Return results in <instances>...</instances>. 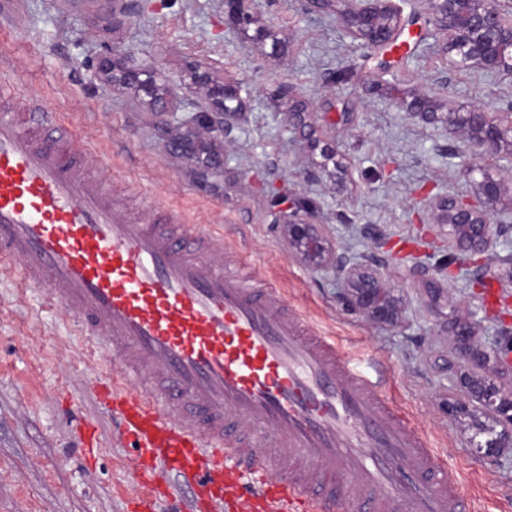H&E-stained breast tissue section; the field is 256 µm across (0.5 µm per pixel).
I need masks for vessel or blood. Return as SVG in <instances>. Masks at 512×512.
Segmentation results:
<instances>
[{"label":"vessel or blood","mask_w":512,"mask_h":512,"mask_svg":"<svg viewBox=\"0 0 512 512\" xmlns=\"http://www.w3.org/2000/svg\"><path fill=\"white\" fill-rule=\"evenodd\" d=\"M0 260L43 288L82 340L112 351L102 385L113 428L134 448L130 512L171 498L195 512H461L451 472L413 417L351 371L334 337L258 298L210 252L180 246L114 208L74 170L58 115L0 80ZM244 423L233 441L224 424Z\"/></svg>","instance_id":"obj_1"}]
</instances>
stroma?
I'll use <instances>...</instances> for the list:
<instances>
[{
  "mask_svg": "<svg viewBox=\"0 0 512 512\" xmlns=\"http://www.w3.org/2000/svg\"><path fill=\"white\" fill-rule=\"evenodd\" d=\"M395 3L425 37L390 55L382 72L377 51L343 30L349 0L328 9L263 0L245 5L249 17L238 26L224 0H140L113 29L95 6L75 0H0V78L59 113L63 130L91 149L84 173L102 176L133 218L221 251L226 270L259 290L272 285L289 314L335 337L363 377L382 380V393L413 415L455 470L466 512H512V465L470 447L466 425L440 406L434 366L447 348L444 325L467 317L495 330L507 300L496 287L485 302L460 276L433 304L424 280L411 277V256L434 266L455 253L435 226L434 204L461 188L445 151L464 146L405 117L422 97L440 112L471 104L503 112L512 86L449 68L429 0ZM115 45L153 61L156 92L194 84L203 70L233 85L244 121L223 140L181 149L183 127L158 124L144 81L93 80ZM295 111L304 133L288 130ZM212 154L224 159L216 174L207 171ZM310 171L318 183H304ZM144 187L158 197L155 209ZM299 197L308 204L303 219L349 252L371 249L365 224L391 241L387 275L410 301L400 323L375 324L344 307L334 277L289 255L285 203ZM114 366L110 354L80 343L42 289L22 283L17 264H0V512H127L136 454L114 441L112 419L92 393ZM84 421L98 442L86 457L76 449Z\"/></svg>",
  "mask_w": 512,
  "mask_h": 512,
  "instance_id": "stroma-1",
  "label": "stroma"
}]
</instances>
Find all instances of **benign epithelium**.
Masks as SVG:
<instances>
[{
    "instance_id": "obj_1",
    "label": "benign epithelium",
    "mask_w": 512,
    "mask_h": 512,
    "mask_svg": "<svg viewBox=\"0 0 512 512\" xmlns=\"http://www.w3.org/2000/svg\"><path fill=\"white\" fill-rule=\"evenodd\" d=\"M114 26L127 22L136 13L138 0H100ZM355 10L346 20L349 35L366 42L385 57L397 50L405 31L392 0H353ZM434 24L447 33L443 53L448 67L481 72L500 82L512 84V21L505 19L506 0H431ZM153 70L149 59L134 51L112 54V64L94 77L112 83L114 72L137 78ZM207 102L196 101V90L184 85L172 87L161 100L159 113L190 130L200 127L213 139H224L233 122L243 117L237 109L225 107L235 94L233 87L206 80ZM412 119L445 125L448 136L458 134L465 141L463 177L476 202L448 193L436 203L437 226L446 232L466 260L496 247L501 239L512 238V224L489 222V212L497 208L508 187L502 178L489 176L482 165L485 158L503 162L512 169V113L486 112L472 106L464 112H433L421 99ZM288 253L315 271L336 275L344 283L339 291L343 303L376 323L394 324L402 312V299L395 295L378 254H351L335 243L317 225L298 217V208L288 214L284 225ZM473 285L493 279L501 288L512 289V249L495 255L492 264H479L470 271ZM440 384L449 393L444 407L449 416L467 422L473 437L484 440L475 447L496 460L512 459V324H503L492 336L477 338V326L459 323L443 363L438 365Z\"/></svg>"
}]
</instances>
